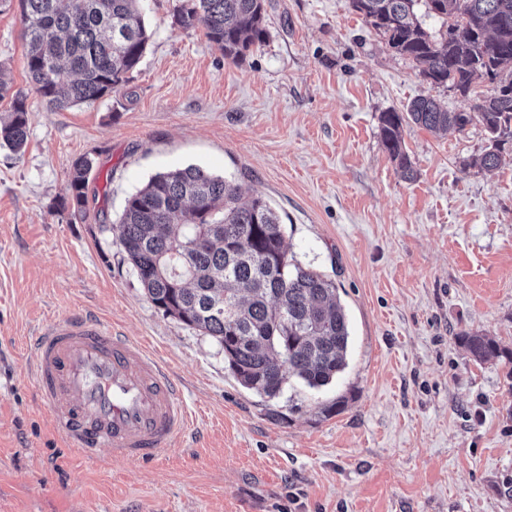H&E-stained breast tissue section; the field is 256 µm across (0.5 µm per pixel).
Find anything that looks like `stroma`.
<instances>
[{
  "instance_id": "stroma-1",
  "label": "stroma",
  "mask_w": 512,
  "mask_h": 512,
  "mask_svg": "<svg viewBox=\"0 0 512 512\" xmlns=\"http://www.w3.org/2000/svg\"><path fill=\"white\" fill-rule=\"evenodd\" d=\"M176 4L140 0L152 39L133 80L61 112L28 76L18 0L0 6V66L29 112L25 150L0 147V512H512V368L457 339L512 350V155L482 171L481 124H410L404 179L380 114L474 101L423 81L350 0H266L267 37L239 61ZM86 154L78 219L58 203ZM190 165L262 196L290 253L335 281L350 341L331 384L247 390L213 338L148 301L111 226L150 177ZM73 309L169 366L191 437L152 463L67 447L27 339ZM460 343L476 361H485L490 357L504 358L505 364H512V351L500 348L491 336L479 333L462 332L458 334Z\"/></svg>"
}]
</instances>
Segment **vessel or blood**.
<instances>
[{
    "label": "vessel or blood",
    "mask_w": 512,
    "mask_h": 512,
    "mask_svg": "<svg viewBox=\"0 0 512 512\" xmlns=\"http://www.w3.org/2000/svg\"><path fill=\"white\" fill-rule=\"evenodd\" d=\"M28 350L42 406L82 457L106 448L116 458L154 461L194 426L164 362L91 313L55 317Z\"/></svg>",
    "instance_id": "1"
}]
</instances>
